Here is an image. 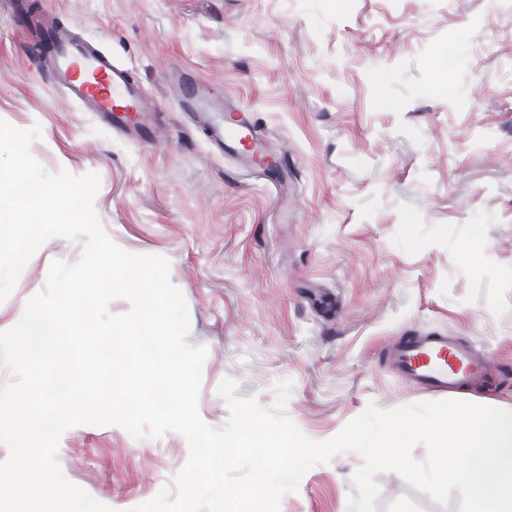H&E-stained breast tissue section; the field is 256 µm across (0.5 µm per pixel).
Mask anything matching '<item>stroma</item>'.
Masks as SVG:
<instances>
[{
  "label": "stroma",
  "instance_id": "1",
  "mask_svg": "<svg viewBox=\"0 0 512 512\" xmlns=\"http://www.w3.org/2000/svg\"><path fill=\"white\" fill-rule=\"evenodd\" d=\"M37 14L112 52L156 106L158 141L117 134L66 98L48 61L0 0V119L42 127L49 171L100 177L109 237L167 258L202 346L199 413L222 428L237 394L265 407L277 383L312 440L368 405L436 400L381 355L397 336L445 333L501 366L471 402L512 408V0H28ZM211 87L252 113L286 155L288 188L239 168L182 112L177 93ZM291 204L278 214L280 193ZM55 237L0 302V331L43 290ZM189 457L177 432L134 439L118 425L66 430V478L114 512L156 496ZM351 452L306 472L280 512H348ZM377 512H459L394 471Z\"/></svg>",
  "mask_w": 512,
  "mask_h": 512
}]
</instances>
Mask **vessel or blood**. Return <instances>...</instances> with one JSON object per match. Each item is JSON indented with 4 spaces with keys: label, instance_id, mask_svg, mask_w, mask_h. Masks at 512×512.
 Masks as SVG:
<instances>
[{
    "label": "vessel or blood",
    "instance_id": "vessel-or-blood-1",
    "mask_svg": "<svg viewBox=\"0 0 512 512\" xmlns=\"http://www.w3.org/2000/svg\"><path fill=\"white\" fill-rule=\"evenodd\" d=\"M48 40L50 76L69 100L97 114L116 132L152 139L151 128L144 125V114L152 103L124 65L94 42L76 39L61 29L52 30ZM196 121L225 155L264 171H282V155L268 150L250 113L235 112L227 124L200 112ZM385 359L417 389L437 393L479 389L496 373V364L487 354L445 335L399 337L386 350Z\"/></svg>",
    "mask_w": 512,
    "mask_h": 512
}]
</instances>
